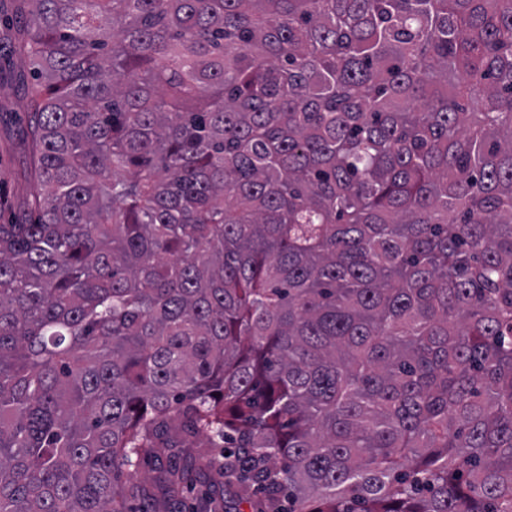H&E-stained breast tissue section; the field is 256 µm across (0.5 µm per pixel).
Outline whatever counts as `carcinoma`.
<instances>
[{
    "label": "carcinoma",
    "mask_w": 512,
    "mask_h": 512,
    "mask_svg": "<svg viewBox=\"0 0 512 512\" xmlns=\"http://www.w3.org/2000/svg\"><path fill=\"white\" fill-rule=\"evenodd\" d=\"M14 6L0 512H512V0ZM8 35L0 24V222L18 213L23 202L41 187L28 174L30 159L25 143L32 64L28 58L11 56ZM207 483L194 482L190 486H184L170 502L168 511L191 512L198 511L197 505L206 497ZM253 485L247 483H235L227 495L226 505L235 507L231 512H256L255 505L261 498Z\"/></svg>",
    "instance_id": "cac0c4a2"
}]
</instances>
